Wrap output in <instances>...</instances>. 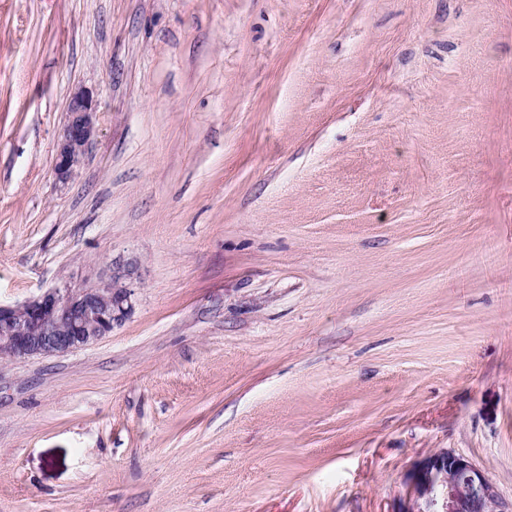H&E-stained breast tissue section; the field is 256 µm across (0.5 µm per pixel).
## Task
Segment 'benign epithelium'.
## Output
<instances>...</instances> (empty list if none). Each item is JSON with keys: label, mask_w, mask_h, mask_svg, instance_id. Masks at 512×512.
I'll return each instance as SVG.
<instances>
[{"label": "benign epithelium", "mask_w": 512, "mask_h": 512, "mask_svg": "<svg viewBox=\"0 0 512 512\" xmlns=\"http://www.w3.org/2000/svg\"><path fill=\"white\" fill-rule=\"evenodd\" d=\"M56 144L55 174L65 183L81 164L96 135V103L75 91ZM134 268L113 263L98 283L48 288L15 305L0 303V359L61 356L112 332L133 311ZM411 492L398 512H512L492 479L468 458L440 449L406 476Z\"/></svg>", "instance_id": "obj_1"}]
</instances>
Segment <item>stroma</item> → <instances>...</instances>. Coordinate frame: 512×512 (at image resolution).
<instances>
[{
    "instance_id": "obj_1",
    "label": "stroma",
    "mask_w": 512,
    "mask_h": 512,
    "mask_svg": "<svg viewBox=\"0 0 512 512\" xmlns=\"http://www.w3.org/2000/svg\"><path fill=\"white\" fill-rule=\"evenodd\" d=\"M115 260L125 322L0 360V512L512 499V0H0V301ZM68 118L56 144L55 174L66 183L81 164L96 135V103L84 90L75 91L67 105ZM411 492L398 512H511L492 479L468 458L440 449L406 476Z\"/></svg>"
}]
</instances>
